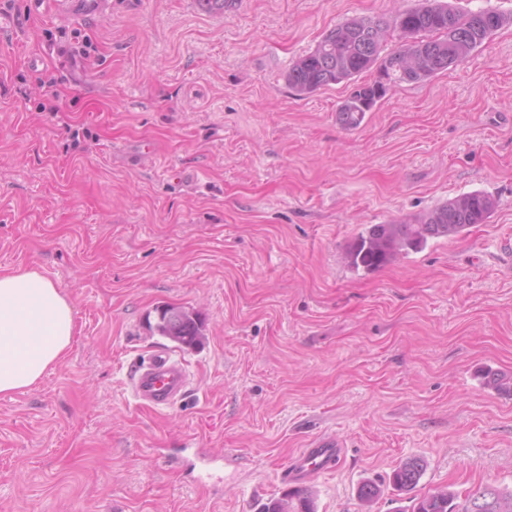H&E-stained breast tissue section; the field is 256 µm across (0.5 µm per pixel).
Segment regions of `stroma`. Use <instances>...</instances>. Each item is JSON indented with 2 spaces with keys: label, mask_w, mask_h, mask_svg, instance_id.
Listing matches in <instances>:
<instances>
[{
  "label": "stroma",
  "mask_w": 512,
  "mask_h": 512,
  "mask_svg": "<svg viewBox=\"0 0 512 512\" xmlns=\"http://www.w3.org/2000/svg\"><path fill=\"white\" fill-rule=\"evenodd\" d=\"M418 3L0 9V271L41 269L77 314L65 360L0 396V512H258L317 437L344 449L317 512H408L389 477L414 457L420 494L512 489V395L482 384L512 373V24L355 129V83L285 80L337 24ZM473 191L485 223L347 265L370 225ZM162 304L201 315V349L148 333ZM161 351L190 386L158 411L127 374Z\"/></svg>",
  "instance_id": "obj_1"
}]
</instances>
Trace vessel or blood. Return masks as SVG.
Listing matches in <instances>:
<instances>
[{
  "label": "vessel or blood",
  "instance_id": "obj_1",
  "mask_svg": "<svg viewBox=\"0 0 512 512\" xmlns=\"http://www.w3.org/2000/svg\"><path fill=\"white\" fill-rule=\"evenodd\" d=\"M128 385L138 402L162 409L171 407L187 393L189 377L180 362L161 352L154 354L149 362H136L130 370ZM340 455L335 440L310 441L292 458L283 477L297 486H305L315 476L334 470Z\"/></svg>",
  "mask_w": 512,
  "mask_h": 512
}]
</instances>
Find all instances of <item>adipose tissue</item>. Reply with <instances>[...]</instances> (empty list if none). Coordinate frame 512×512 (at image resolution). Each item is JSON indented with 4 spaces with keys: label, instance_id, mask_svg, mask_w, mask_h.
Instances as JSON below:
<instances>
[{
    "label": "adipose tissue",
    "instance_id": "obj_1",
    "mask_svg": "<svg viewBox=\"0 0 512 512\" xmlns=\"http://www.w3.org/2000/svg\"><path fill=\"white\" fill-rule=\"evenodd\" d=\"M76 311L36 268L0 272V396L31 390L67 356Z\"/></svg>",
    "mask_w": 512,
    "mask_h": 512
}]
</instances>
